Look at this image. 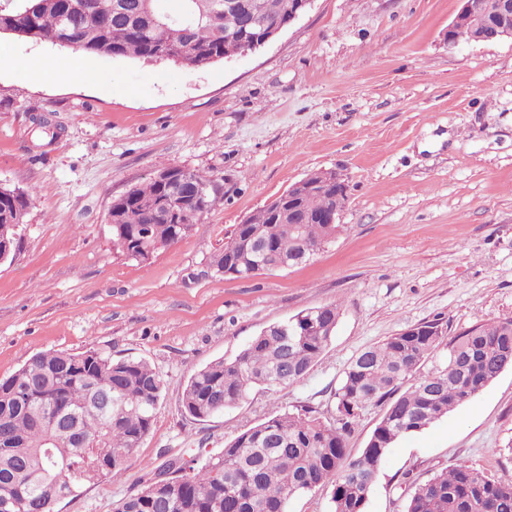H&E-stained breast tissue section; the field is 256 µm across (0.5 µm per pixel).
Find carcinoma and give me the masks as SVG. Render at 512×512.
Masks as SVG:
<instances>
[{
  "label": "carcinoma",
  "mask_w": 512,
  "mask_h": 512,
  "mask_svg": "<svg viewBox=\"0 0 512 512\" xmlns=\"http://www.w3.org/2000/svg\"><path fill=\"white\" fill-rule=\"evenodd\" d=\"M0 0V35L74 48L97 57L169 61L199 69L238 53L243 23L236 12L214 14L224 0ZM264 22L288 20L295 0H242ZM194 18L189 26L186 20ZM196 193L186 211L167 220L157 205ZM215 179L174 169L112 200V246L147 260L185 238L219 201ZM32 197L0 189V225L17 224ZM345 181L313 187L294 201L317 215L344 207ZM339 224H289L264 207L238 224L209 266L227 278H249L302 265L336 237ZM340 317L331 303L264 327L231 359L216 358L190 375L182 393L185 412L204 422L239 406L251 390L302 380L331 342ZM446 362L404 390L440 345ZM512 368V318L466 330L445 340L438 319L423 322L360 352L334 393L336 419L314 410L274 412L246 429L203 464L174 459L168 497L153 499V479L119 500L114 512H288L295 495L330 489V512H367L387 451L470 401ZM164 381L146 360L112 358L99 350H49L33 355L0 379V499L18 496L14 512H55L65 496L113 478L149 434ZM112 394L98 413L95 391ZM386 405L366 448L351 458L345 437L360 410ZM67 415L86 443L57 435L54 420ZM405 512H512V481L466 463L411 483Z\"/></svg>",
  "instance_id": "cac0c4a2"
}]
</instances>
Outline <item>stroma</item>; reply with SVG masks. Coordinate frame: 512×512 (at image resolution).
Segmentation results:
<instances>
[{"mask_svg":"<svg viewBox=\"0 0 512 512\" xmlns=\"http://www.w3.org/2000/svg\"><path fill=\"white\" fill-rule=\"evenodd\" d=\"M459 0H313L256 51L187 70L0 37V185L32 192L0 264V379L45 350L149 361L165 388L120 476L57 512H113L167 459L205 461L274 411L326 416L362 350L434 319L448 336L512 318V40L447 41ZM52 59L53 82L32 70ZM91 79L74 80V60ZM112 81L111 94L93 84ZM58 124L44 144L32 118ZM163 166L224 197L149 259L112 247V200ZM318 169L339 171L342 229L305 265L227 279L209 267L234 225ZM329 303L336 333L299 383L253 389L205 422L190 374L261 329ZM467 463L512 479V369L384 457L367 512H402L408 477Z\"/></svg>","mask_w":512,"mask_h":512,"instance_id":"stroma-1","label":"stroma"}]
</instances>
